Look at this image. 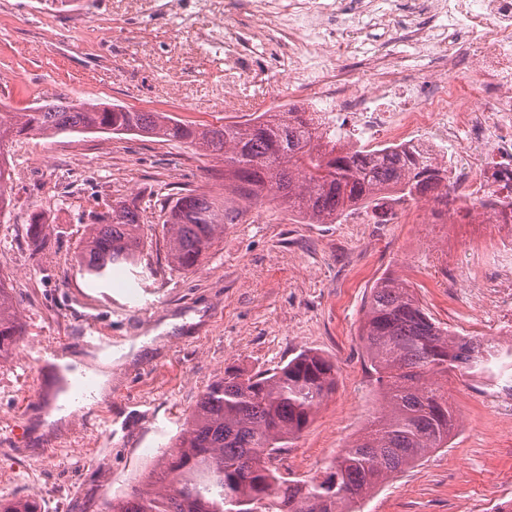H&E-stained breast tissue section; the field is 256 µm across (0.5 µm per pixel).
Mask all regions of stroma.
<instances>
[{"mask_svg":"<svg viewBox=\"0 0 512 512\" xmlns=\"http://www.w3.org/2000/svg\"><path fill=\"white\" fill-rule=\"evenodd\" d=\"M106 28L101 42L92 28ZM224 62L201 55L194 32L152 0H0V102L25 112L61 97L165 112L188 123L242 121L267 96L258 88L225 112L215 82ZM13 204L0 213V278L18 305L23 334L0 365V499L34 500L38 512H104L156 465L207 385L226 368L271 370L299 351L336 366V388L284 452L280 474L307 480L360 433L379 408L359 339L364 305L384 277L406 281L426 311L459 336L480 338L478 299L452 285L473 275L467 252L449 257L439 231L407 210L378 224L369 209L338 224H306L275 203L225 225L196 271L169 265L161 205L189 192L222 196L216 156L185 143L110 133L21 137L8 147ZM136 203L144 268L103 285L83 279L76 255L93 215ZM41 218L49 250L33 254ZM97 327L112 342L106 392L43 431L32 404L52 371L44 350L100 365L77 340ZM484 374L448 377L457 420L449 447L379 486L361 512H494L512 506V411L496 407Z\"/></svg>","mask_w":512,"mask_h":512,"instance_id":"stroma-1","label":"stroma"}]
</instances>
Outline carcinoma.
Here are the masks:
<instances>
[{"instance_id": "obj_1", "label": "carcinoma", "mask_w": 512, "mask_h": 512, "mask_svg": "<svg viewBox=\"0 0 512 512\" xmlns=\"http://www.w3.org/2000/svg\"><path fill=\"white\" fill-rule=\"evenodd\" d=\"M111 132L188 143L224 159L219 200L188 193L167 206L168 258L197 268L224 225L264 201H278L308 224H334L383 194L430 195L448 206V170L413 152L325 149L300 112L263 113L242 123L192 126L160 112L112 104L93 111L60 98L32 112L0 105V212L12 205L4 146L16 136ZM76 257L90 281L140 263L143 235L135 204L97 217ZM22 334L18 307L0 279V365ZM360 341L378 384L381 409L323 474L280 476L279 452L309 425L336 386L335 365L302 350L271 371L227 370L199 396L190 418L140 487L115 495L108 512H358V504L428 452L448 447L456 420L441 380L451 372H487L490 351L440 326L396 278L371 289ZM0 512H37L30 500L0 502Z\"/></svg>"}]
</instances>
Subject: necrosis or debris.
<instances>
[{
  "mask_svg": "<svg viewBox=\"0 0 512 512\" xmlns=\"http://www.w3.org/2000/svg\"><path fill=\"white\" fill-rule=\"evenodd\" d=\"M218 15L208 41L224 50V87L266 75L289 90L266 98L269 112L308 111L318 132L352 145L413 149L447 166L449 188L468 224L486 225L465 245L490 254L498 280L475 289L494 309L490 327L512 335V208L494 206L512 192V0H194L197 13ZM355 15L388 20L397 41L363 54L362 32L341 28ZM427 38L425 64L403 49Z\"/></svg>",
  "mask_w": 512,
  "mask_h": 512,
  "instance_id": "4bbe7bcc",
  "label": "necrosis or debris"
}]
</instances>
